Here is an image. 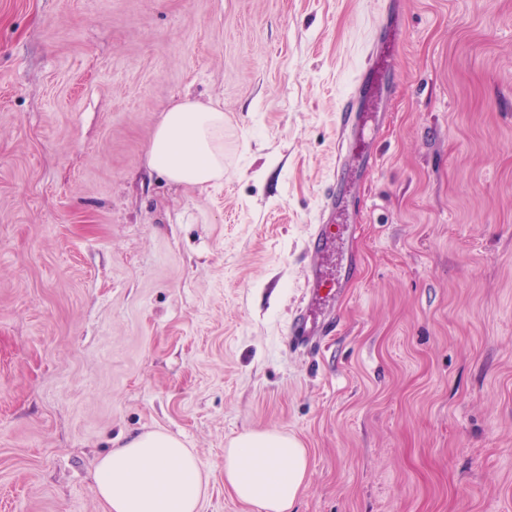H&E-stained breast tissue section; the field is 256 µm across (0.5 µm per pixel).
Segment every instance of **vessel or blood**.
<instances>
[{"instance_id":"obj_1","label":"vessel or blood","mask_w":512,"mask_h":512,"mask_svg":"<svg viewBox=\"0 0 512 512\" xmlns=\"http://www.w3.org/2000/svg\"><path fill=\"white\" fill-rule=\"evenodd\" d=\"M399 45V23L382 21L376 31L375 59L361 72L354 90L338 109L336 133L341 144L350 145L351 133L363 125L369 106V95L387 92L388 87L382 82L383 64L386 59L395 56ZM373 164L374 158L369 150L348 153L346 157L339 159L326 186L320 218L307 246L308 252L315 257L314 263L307 270L312 303L326 304L334 301L335 297L342 294L345 283L354 281L357 277L352 266L334 271L330 264L349 232L348 225L341 223L340 215L351 184ZM314 336L310 311L300 310L289 325L290 341L304 346L311 343Z\"/></svg>"}]
</instances>
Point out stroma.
Here are the masks:
<instances>
[{"label":"stroma","instance_id":"stroma-1","mask_svg":"<svg viewBox=\"0 0 512 512\" xmlns=\"http://www.w3.org/2000/svg\"><path fill=\"white\" fill-rule=\"evenodd\" d=\"M383 0H0V512H105L117 437H181L224 487L293 435L294 512H512V0H395L358 277L316 343L307 240ZM224 106V180L171 184L162 112ZM312 314L308 308L301 309L289 325V339L297 346L312 342L315 332L312 329Z\"/></svg>","mask_w":512,"mask_h":512}]
</instances>
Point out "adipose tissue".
<instances>
[{
	"instance_id": "obj_1",
	"label": "adipose tissue",
	"mask_w": 512,
	"mask_h": 512,
	"mask_svg": "<svg viewBox=\"0 0 512 512\" xmlns=\"http://www.w3.org/2000/svg\"><path fill=\"white\" fill-rule=\"evenodd\" d=\"M148 165L168 181L204 186L224 178V109L186 100L166 109L155 128ZM309 470L308 452L278 431H248L224 450V485L257 512H292ZM106 512H198L210 489L192 449L153 431L117 441L95 470Z\"/></svg>"
}]
</instances>
